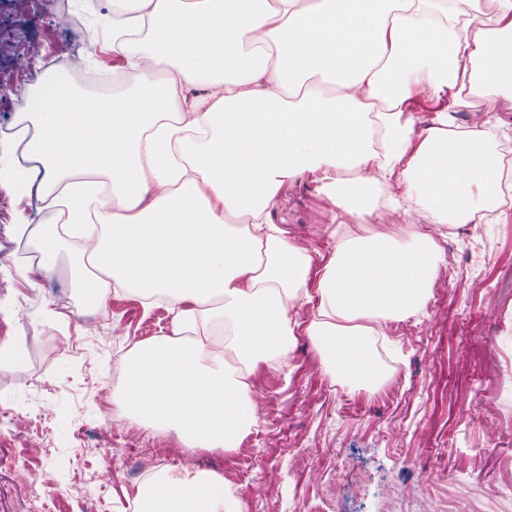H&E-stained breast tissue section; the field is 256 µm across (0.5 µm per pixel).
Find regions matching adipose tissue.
Masks as SVG:
<instances>
[{"mask_svg": "<svg viewBox=\"0 0 512 512\" xmlns=\"http://www.w3.org/2000/svg\"><path fill=\"white\" fill-rule=\"evenodd\" d=\"M477 0H112L118 69L131 89L79 92L53 65L21 96L37 134L18 186L51 209L38 230L56 256L82 225L101 231L89 298L110 284L165 298L166 333L136 343L113 402L129 420L175 431L184 448H238L255 426L249 376L284 364L299 334L326 369L377 383L389 323L422 309L442 260L419 224H386L312 257L267 223L285 181L320 173L364 221L378 177L402 169L428 222L482 224L502 200V164L447 119L417 132L412 87L474 96L512 86V0L477 27ZM274 57L250 53L253 45ZM377 165L379 175L345 171ZM235 218L244 228L232 227ZM316 315L299 320V299ZM136 512H246L222 479L158 470Z\"/></svg>", "mask_w": 512, "mask_h": 512, "instance_id": "ef3b65f1", "label": "adipose tissue"}]
</instances>
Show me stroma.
Masks as SVG:
<instances>
[{"label": "stroma", "instance_id": "35a3bbf8", "mask_svg": "<svg viewBox=\"0 0 512 512\" xmlns=\"http://www.w3.org/2000/svg\"><path fill=\"white\" fill-rule=\"evenodd\" d=\"M111 0H32L27 16L0 0V42L15 53L38 44L46 59L107 54L90 44ZM83 28L68 32L72 18ZM512 89L484 97L459 93L453 129L491 133L490 152L512 143ZM18 108L0 100V168H30L9 137ZM322 223L310 220L314 202ZM310 253L330 252L338 239L375 230L333 204L319 174L284 183L268 211ZM444 269L454 279L442 306L425 304L391 323L380 347L383 383L333 382L308 336H298L286 366L252 374L257 424L239 448H200L192 469L216 474L243 491L247 512H512V209L490 224H457L440 235ZM35 240L0 223V318L20 336L24 356L0 363V405L30 418L23 429L0 423V512H33L20 491L25 472L67 491L65 512H128L143 481L141 456L165 449L164 466L181 468L182 444L172 431L132 424L107 410L100 390L111 360L139 339L142 320L165 325L123 290L112 293V321H85L96 311L71 267L82 244L66 241L53 271L29 287L18 274ZM65 318H58V311Z\"/></svg>", "mask_w": 512, "mask_h": 512}]
</instances>
